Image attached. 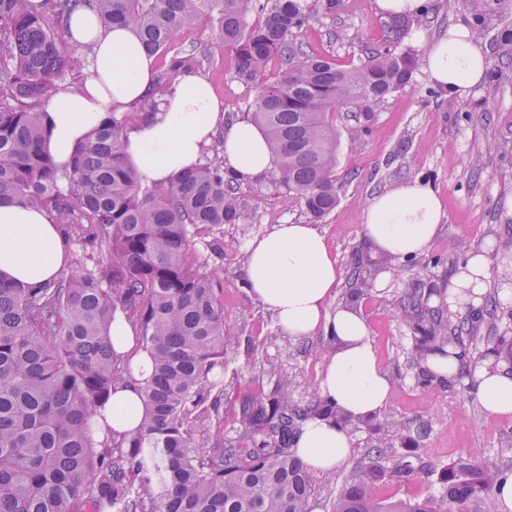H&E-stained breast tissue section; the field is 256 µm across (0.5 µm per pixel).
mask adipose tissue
<instances>
[{
  "mask_svg": "<svg viewBox=\"0 0 512 512\" xmlns=\"http://www.w3.org/2000/svg\"><path fill=\"white\" fill-rule=\"evenodd\" d=\"M74 41L90 49V72L75 89L56 93L44 105L50 132L46 148L67 166L75 147L84 142L108 113H121L153 91L154 63L132 30L103 28L93 7L77 11L71 21ZM427 68L431 80L462 95L485 76L487 64L474 31L456 26L430 43ZM223 101L198 74L183 73L160 99L155 114L124 134L125 152L147 181L166 183L199 162L214 135ZM224 162L237 178L251 181L271 164L267 135L240 121L224 131ZM444 218L438 195L417 182H406L375 196L366 207L367 236L383 252L407 257L424 254ZM251 296L268 310L288 336L324 330L330 351L319 389L355 416L381 413L394 396L389 374L381 367L368 322L362 312L339 301L341 271L325 236L311 224H277L243 246ZM69 246L51 215L18 203L0 205V273L32 285L67 268ZM493 278L486 254L468 251L449 285L457 310L484 305ZM115 352L127 360L130 380L113 392L94 419L98 440L137 430L144 416L140 384L152 373L146 351L137 347L135 331L123 315L111 326ZM470 397L486 415L512 419V369L479 366L470 381ZM354 439L329 419L314 418L295 443L297 456L314 471H333L352 454Z\"/></svg>",
  "mask_w": 512,
  "mask_h": 512,
  "instance_id": "adipose-tissue-1",
  "label": "adipose tissue"
}]
</instances>
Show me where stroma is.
<instances>
[{
  "label": "stroma",
  "mask_w": 512,
  "mask_h": 512,
  "mask_svg": "<svg viewBox=\"0 0 512 512\" xmlns=\"http://www.w3.org/2000/svg\"><path fill=\"white\" fill-rule=\"evenodd\" d=\"M427 2L432 7L430 23L413 26L395 47L399 53L413 50L420 55L410 84L387 99L360 142L351 139L356 125L352 112L344 109L336 115L339 201L318 228L344 272L357 247L368 241L362 215L370 200L408 181L433 188L443 203L445 217L431 253L447 251L453 240L465 241L472 249L490 242L493 263L512 261V248L506 246L512 241V0H456L451 7L446 0ZM344 3L337 17L311 22L299 38L310 51L350 66L362 59L363 45L380 40L387 15L377 0ZM460 23L480 29L478 42L487 63L483 81L461 97L434 85L422 58L428 42L446 36L450 26ZM178 41L209 44L212 60L200 75L223 100L231 121L246 118L259 90L235 77L209 21L201 20ZM473 156L480 159L475 169L468 164ZM239 191L249 199L263 198L249 227L227 224L212 229L207 240L196 245L206 269H222L216 293L224 306V327L239 339L225 351L223 384L212 391L220 404L203 433L209 446L222 444L237 427L234 409L222 399L224 383L235 378L246 386L271 388L273 380L263 363L274 360L297 376L302 389H311L322 372L320 350L327 344L320 334L306 339L285 336L246 288L244 242L273 225L303 222L299 205L267 176L240 184ZM210 240L223 247V258L211 255L206 247ZM420 275L419 268L411 267L390 277L374 289L366 307L379 361L394 374L398 392L381 417L427 426L428 445H447L448 459L477 449L490 466L511 469L512 446L501 443L495 420L480 411L466 390L440 386L428 392L413 384L409 344L392 311L400 292Z\"/></svg>",
  "instance_id": "1"
}]
</instances>
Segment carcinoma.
Masks as SVG:
<instances>
[{
	"mask_svg": "<svg viewBox=\"0 0 512 512\" xmlns=\"http://www.w3.org/2000/svg\"><path fill=\"white\" fill-rule=\"evenodd\" d=\"M83 5L105 26L130 28L148 55L163 59L156 92L209 61L206 48L176 43L207 18L235 76L261 83L251 122L268 136L276 186L312 222L338 202L336 112L359 114L361 136L418 63L413 52H392L404 30L396 20L381 24L382 44L367 46L355 66L307 51L298 33L318 15L335 17L341 0H0V203L43 208L68 241L93 248L91 265L39 285L0 275V512H308L317 486L335 482L295 454L303 425L316 417L362 436L366 448L336 489L332 512H470L476 500L482 512H498L504 472L480 454L442 464L408 424L386 430L378 416L348 414L317 388L300 403L301 382L273 361L275 386L242 397L235 433L222 446L201 445L216 410L205 403L236 338L224 331L195 236L249 224L252 207L219 155L163 186L138 176L122 138L154 101L109 116L75 148L69 168H59L45 148L41 114L59 83L87 63L88 47L66 42ZM442 263V254L401 261L360 250L349 277L350 304L360 308L378 270L425 271L394 311L410 333L413 382L423 389L462 384L472 353L512 360V340L494 335L495 305L472 315L430 305L445 293L431 272ZM118 311L151 356L153 374L143 382L142 426L96 442L90 421L129 381L110 339ZM437 355L459 359L457 376H437L430 366ZM424 475L435 477L426 495L386 497L387 488Z\"/></svg>",
	"mask_w": 512,
	"mask_h": 512,
	"instance_id": "cac0c4a2",
	"label": "carcinoma"
}]
</instances>
